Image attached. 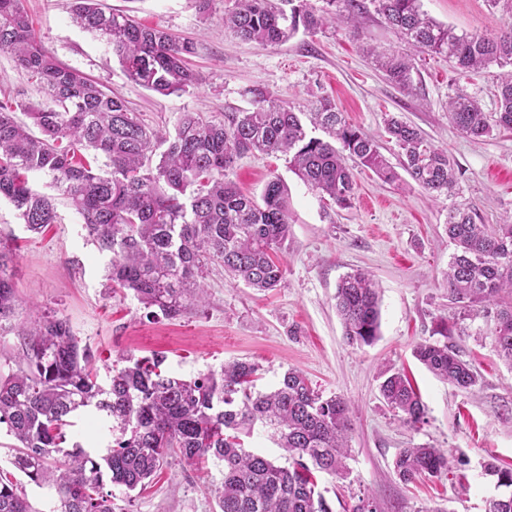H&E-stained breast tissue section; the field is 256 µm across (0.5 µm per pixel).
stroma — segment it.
I'll return each mask as SVG.
<instances>
[{
    "label": "stroma",
    "mask_w": 512,
    "mask_h": 512,
    "mask_svg": "<svg viewBox=\"0 0 512 512\" xmlns=\"http://www.w3.org/2000/svg\"><path fill=\"white\" fill-rule=\"evenodd\" d=\"M113 10L194 42L189 64L202 78L187 91L154 93L129 79L105 41L73 19L72 0H24L38 38L61 63L123 96L141 122L174 132L187 112L221 122L250 108L248 90L267 89L283 103L307 111L333 99L346 119L373 135L391 164L397 149L385 131L394 113L418 127L459 171L457 199L428 195L407 174L392 182L355 168L357 192L341 208L308 188L279 154L249 153L237 159L228 180L260 196L266 182L288 186L291 232L279 255L284 266L278 288L260 292L212 267L209 302L177 320L144 308L132 295L106 286L108 255L88 242L78 214L58 199V221L42 233L26 230L13 206L0 200V237L13 250L17 293L15 322L52 310L64 316L98 370L120 355L160 356L165 370L192 378L233 359L254 361L261 370L257 390H271L289 367L303 370L324 396L350 400L348 471L319 475V489L333 512H352L370 498L378 512H485L497 495L487 462L512 468V367L496 353L490 334L493 313L459 319L452 341L479 382L463 391L434 377L412 355L431 339L437 322L453 317L446 272L454 246L446 224L451 202L468 204L479 224L512 218V130L473 140L448 118V101L465 93L495 114L500 67L460 73L445 57L417 54L412 92L391 84L374 54L405 44L375 9L351 27L297 33L281 44L237 37L224 26L234 0H105ZM434 20L459 34L496 36L512 15L489 0H421ZM40 85L0 50V101H44ZM363 270L379 285L380 335L370 345L349 343L335 308L336 285ZM407 372L425 407L418 428L404 426L383 401L379 385L390 370ZM429 445L454 466L447 475L405 484L394 471L399 449ZM212 463L171 458L144 489L126 494L113 487L115 512H218Z\"/></svg>",
    "instance_id": "stroma-1"
}]
</instances>
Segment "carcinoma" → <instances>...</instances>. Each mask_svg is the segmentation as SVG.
Instances as JSON below:
<instances>
[{
    "label": "carcinoma",
    "mask_w": 512,
    "mask_h": 512,
    "mask_svg": "<svg viewBox=\"0 0 512 512\" xmlns=\"http://www.w3.org/2000/svg\"><path fill=\"white\" fill-rule=\"evenodd\" d=\"M236 0L224 23L239 38L285 43L299 30L313 33L327 24L349 25L362 13V0ZM385 23L415 50L445 56L463 72L495 63L512 67V26L494 37L461 34L421 10L420 0H373ZM74 21L104 39L126 75L145 88L170 95L199 84L187 56L193 43L143 25L106 7L103 0H74ZM0 49L36 77L47 102L19 101L31 126L16 121L0 104V198L7 199L28 231L57 223L55 197L29 185L41 173L80 216L87 237L109 254L106 280L112 291L130 290L145 308L178 319L208 303L205 279L219 265L232 280L269 291L284 270L274 259L290 234L288 188L279 177L260 198L246 196L224 172L248 152L284 153L289 168L309 188L346 208L356 181L348 161L385 181L397 172L378 141L345 121L328 99L302 113L261 89L250 91L252 107L215 123L187 113L173 135L147 128L125 99L81 72L68 68L41 45L22 0H0ZM388 80L413 88L411 56L377 55ZM495 123L478 100L459 95L448 116L468 137L512 129V70L499 75ZM386 132L399 148V165L424 192L456 194L459 184L448 154L398 116ZM165 146L159 160L156 149ZM448 238L456 246L448 262V302L464 315L496 307L495 348L512 367V224H478L460 205L448 209ZM5 247H0V330L11 323L16 288ZM336 310L348 342L369 345L379 336L380 303L370 274L343 276L336 286ZM456 323L440 318L439 340H425L414 357L435 377L470 390L478 376L449 338ZM21 350L0 370V426L18 443L11 464L38 487L53 491L51 512H114L105 482L134 491L176 455L188 463L212 460L221 473L214 489L220 512H332L317 489L314 472L346 471L351 405L341 395L323 397L306 374L287 369L274 390H254L260 365L224 363L191 379L162 368L164 360L124 354L120 369L98 382L92 356L69 322L42 312L17 327ZM385 403L407 427L423 422L425 409L404 371L380 384ZM93 411L112 420V446L93 454L79 442L67 444L71 418ZM260 426L288 453L280 466L247 450L241 439ZM405 484L448 473L438 448L400 449L394 462ZM505 492L487 502L486 512H512V468L487 465ZM0 512H37L9 473L0 472Z\"/></svg>",
    "instance_id": "cac0c4a2"
}]
</instances>
